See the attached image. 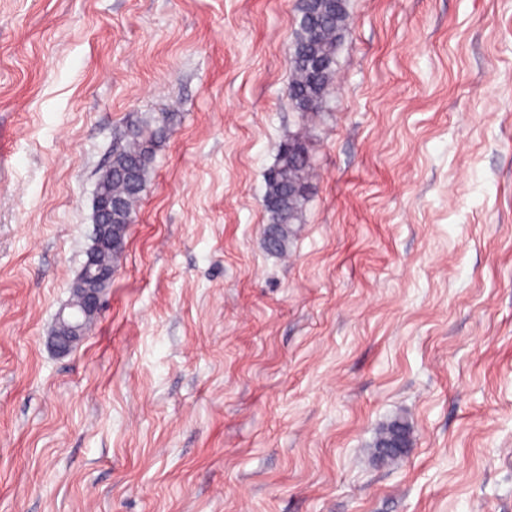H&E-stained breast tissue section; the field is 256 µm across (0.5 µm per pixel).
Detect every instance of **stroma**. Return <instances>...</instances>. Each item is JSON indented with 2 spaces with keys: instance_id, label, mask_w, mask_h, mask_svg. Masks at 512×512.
<instances>
[{
  "instance_id": "1",
  "label": "stroma",
  "mask_w": 512,
  "mask_h": 512,
  "mask_svg": "<svg viewBox=\"0 0 512 512\" xmlns=\"http://www.w3.org/2000/svg\"><path fill=\"white\" fill-rule=\"evenodd\" d=\"M300 5L0 0V512H512V0H348L305 118ZM163 112L59 353L113 137ZM298 134L276 256L265 175ZM340 1L337 11L333 9L326 20L315 27L304 23L302 19L307 1H302L300 7L298 29L291 52L288 98L302 117L318 112L336 76V50L348 21L345 0ZM307 52L325 60V64L316 73L307 67ZM307 95L314 98L310 108L304 107L300 99ZM293 149L298 159H288ZM312 187V167L307 146L302 136H295L280 146L276 165L266 178L265 204L271 213L272 230L266 247L282 254L287 250L290 224L299 219L302 207ZM85 281L93 288H84V302L80 301L79 288L72 290L71 301L78 304L70 306L71 311L68 314L61 312L57 319V327L53 340L56 347L62 351H69L76 344L83 341L87 335V328L91 322L99 314L102 308V296L105 293V287L112 282V272L102 275L103 281L100 280L99 274L87 268L85 271Z\"/></svg>"
}]
</instances>
